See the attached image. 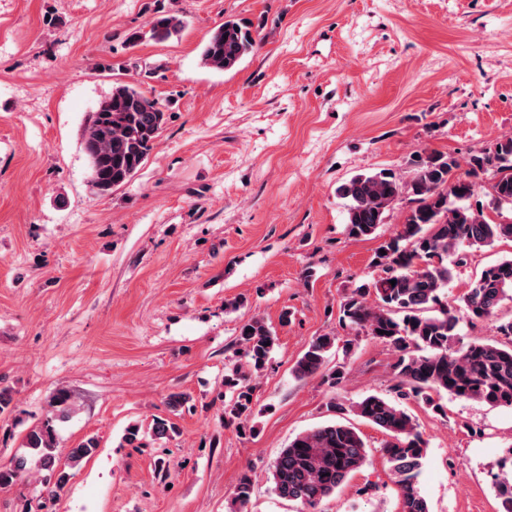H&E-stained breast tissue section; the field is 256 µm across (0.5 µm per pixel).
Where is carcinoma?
I'll list each match as a JSON object with an SVG mask.
<instances>
[{
    "mask_svg": "<svg viewBox=\"0 0 512 512\" xmlns=\"http://www.w3.org/2000/svg\"><path fill=\"white\" fill-rule=\"evenodd\" d=\"M182 26L173 15L158 14L150 22L151 38L165 40ZM258 45L250 28L237 19H226L211 34L201 51L203 66L218 72L235 68ZM166 108L133 84L119 83L91 113L83 131V149L89 162L92 190L106 195L129 182L147 159L155 140L168 121ZM408 181L387 170L357 174L338 187L349 201L346 232L354 239L374 235L385 223L391 205L406 195L414 206L405 215L400 231L380 245L375 266L385 276L361 285L344 296L339 322L376 341L396 354V384L392 398L369 394L354 402L350 412L379 427L388 440L381 448L388 464L402 512H430L418 487L427 442L411 414L399 404L413 398L443 413L437 397L446 393L456 399L512 408V319L495 326L498 338H460V317L448 311L442 290L451 279L444 261L462 247L481 249L512 240V136L497 139L492 147L470 160L471 172L456 175L457 160L450 154L417 155ZM492 172L488 196L499 220L489 218L484 207L465 204L476 191L470 176ZM376 300L370 301L369 296ZM512 299V258H503L483 269L461 298L470 320H488L502 301ZM338 337L319 336L296 362L299 379L318 375L326 366L327 353ZM238 353L251 372H260L276 344V333L262 318L254 317L238 330ZM230 399L224 414L238 423L252 413L253 387L241 368L224 375ZM72 413L71 396L59 391L53 397L45 421L30 426L24 436L25 452L9 466L0 467V488L11 485L32 468L46 472L51 495L63 490L80 461L99 448L89 437L72 449L68 459L56 455L53 423ZM366 444L355 427L328 422L298 434L273 464L274 493L297 503L306 512L332 496L366 462ZM249 472L239 476L228 512H248L253 494ZM500 512H512V473L496 482Z\"/></svg>",
    "mask_w": 512,
    "mask_h": 512,
    "instance_id": "1",
    "label": "carcinoma"
}]
</instances>
